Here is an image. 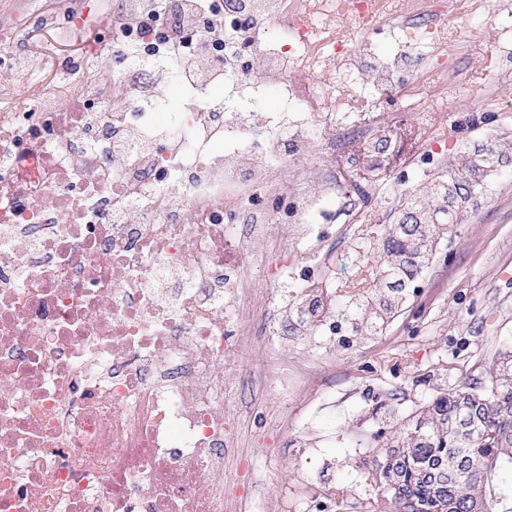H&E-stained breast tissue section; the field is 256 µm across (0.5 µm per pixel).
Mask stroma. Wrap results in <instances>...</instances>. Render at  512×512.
Segmentation results:
<instances>
[{
	"instance_id": "stroma-1",
	"label": "stroma",
	"mask_w": 512,
	"mask_h": 512,
	"mask_svg": "<svg viewBox=\"0 0 512 512\" xmlns=\"http://www.w3.org/2000/svg\"><path fill=\"white\" fill-rule=\"evenodd\" d=\"M27 17L17 31L0 26L21 59L37 71L39 53L49 46L45 14L54 0H0ZM448 80L462 84V96L439 109L430 81L404 71L415 84L425 112H390L389 123H404L406 134L384 179L371 187L369 206L353 224H325L319 246L299 244L288 260L297 286L318 280L328 289L355 279L377 259L375 247L400 194L427 186L448 157L473 142L512 140V53L501 52L500 18L476 0H446ZM359 64L391 53L375 34L340 25ZM408 302L382 333L353 335L349 325L292 334L286 306L274 311L276 336L270 342L272 367L287 363L289 391L244 382L241 396L249 412L242 446L249 472L268 512H307L311 501L325 512H365L386 504L368 474L373 467L369 435L384 420L372 413L377 396L403 393L409 413L436 387H452L456 369L480 371L499 349L512 346V164L501 167L486 194L456 224L438 249Z\"/></svg>"
}]
</instances>
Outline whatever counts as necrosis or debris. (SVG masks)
I'll return each instance as SVG.
<instances>
[{"label": "necrosis or debris", "mask_w": 512, "mask_h": 512, "mask_svg": "<svg viewBox=\"0 0 512 512\" xmlns=\"http://www.w3.org/2000/svg\"><path fill=\"white\" fill-rule=\"evenodd\" d=\"M219 2L234 41L203 28L196 0H172L174 60L167 17L145 32L147 0H125L99 34L139 57L106 88L78 68L75 95L29 81L24 108L13 104L24 66L0 48V512H239L224 467L241 385L288 379L267 350L249 370L235 354L273 335L294 245L366 206L336 159L354 162V140L377 125L319 79L351 63L337 23L365 33L395 19L397 45L418 47L417 73H439L448 95L444 0ZM223 53L233 69L216 68ZM159 67L177 101L154 92ZM270 87L273 110L239 111ZM317 147L299 183L294 165ZM273 224L291 235L272 236ZM253 266L276 276L260 301Z\"/></svg>", "instance_id": "1"}]
</instances>
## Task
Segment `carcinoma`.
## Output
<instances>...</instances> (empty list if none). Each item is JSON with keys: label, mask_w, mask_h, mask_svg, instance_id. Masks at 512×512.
I'll use <instances>...</instances> for the list:
<instances>
[{"label": "carcinoma", "mask_w": 512, "mask_h": 512, "mask_svg": "<svg viewBox=\"0 0 512 512\" xmlns=\"http://www.w3.org/2000/svg\"><path fill=\"white\" fill-rule=\"evenodd\" d=\"M395 134L382 129L354 150L362 168L347 181L369 195L364 173L381 176ZM512 163V141L477 143L439 172L426 192L399 197L394 222L381 235L377 264L369 279L343 291L341 302L310 285L292 303L289 325L311 330L355 315L353 332L375 335L418 295V283L450 226L469 212L491 177ZM400 395L387 393L376 409L397 419L379 442L370 477L386 490L391 512H512V350L494 354L478 375L459 374L418 409L399 417Z\"/></svg>", "instance_id": "carcinoma-1"}]
</instances>
